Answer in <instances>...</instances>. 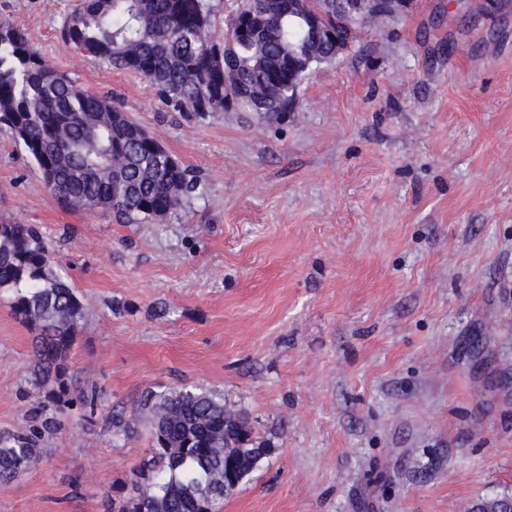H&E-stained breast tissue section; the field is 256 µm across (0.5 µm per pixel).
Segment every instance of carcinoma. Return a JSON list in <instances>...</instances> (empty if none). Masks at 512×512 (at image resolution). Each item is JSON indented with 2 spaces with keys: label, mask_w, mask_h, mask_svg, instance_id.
<instances>
[{
  "label": "carcinoma",
  "mask_w": 512,
  "mask_h": 512,
  "mask_svg": "<svg viewBox=\"0 0 512 512\" xmlns=\"http://www.w3.org/2000/svg\"><path fill=\"white\" fill-rule=\"evenodd\" d=\"M245 39L228 46L212 35L210 0H78L62 34L79 52L150 80L175 110L198 118L228 109L226 97L278 118L295 110L310 71L329 63L357 30L381 18L362 4L354 20L336 0H252ZM338 34L312 35L306 18ZM229 54V65L220 61ZM0 123L33 159L44 183L70 210L105 209L118 224L161 220L190 202L193 169L128 113L58 72L30 44L24 29L0 21ZM0 296L36 331V368L28 379L38 403L71 406L68 359L86 304L56 271L52 251L28 224L0 222ZM152 446L131 471L126 493L103 512H212L270 453L252 440L247 417L224 396L198 386L145 391L139 400ZM41 427L0 435V489L37 461L41 430L56 414L38 409Z\"/></svg>",
  "instance_id": "1"
}]
</instances>
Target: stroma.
Returning a JSON list of instances; mask_svg holds the SVG:
<instances>
[{
    "instance_id": "1",
    "label": "stroma",
    "mask_w": 512,
    "mask_h": 512,
    "mask_svg": "<svg viewBox=\"0 0 512 512\" xmlns=\"http://www.w3.org/2000/svg\"><path fill=\"white\" fill-rule=\"evenodd\" d=\"M74 0H0L201 187L146 224L60 207L0 128V217L39 225L87 305L67 415L0 512H102L148 452L113 415L194 383L270 453L224 512H468L512 495V0H413L279 120L175 112L75 50ZM35 333L0 300V434L32 424ZM95 393L94 405L83 404Z\"/></svg>"
}]
</instances>
